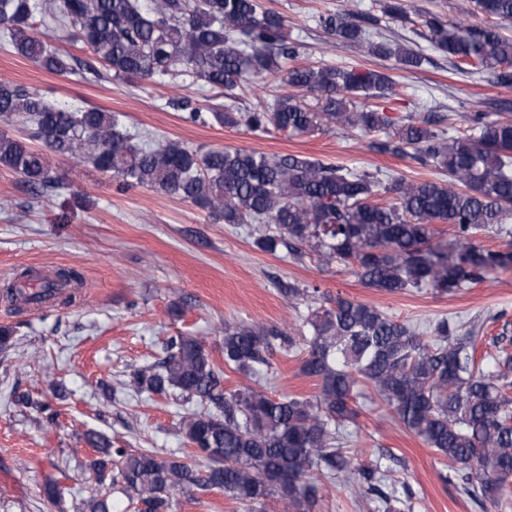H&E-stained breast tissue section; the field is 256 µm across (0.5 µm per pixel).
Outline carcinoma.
I'll return each mask as SVG.
<instances>
[{
    "mask_svg": "<svg viewBox=\"0 0 512 512\" xmlns=\"http://www.w3.org/2000/svg\"><path fill=\"white\" fill-rule=\"evenodd\" d=\"M478 23L424 15L423 36L438 49L488 73L512 89V0H475ZM388 23L407 19L409 0H380ZM380 18V19H382ZM380 19L343 11L320 17L336 39L370 55L392 58L409 71L424 57L416 50L371 40ZM63 28L116 79L184 75L231 95L249 78L276 77L291 91L316 95L309 108L291 92L253 112L214 110L228 127L270 128L303 134L336 127L381 132L374 151L410 157L448 172V180L380 177L297 155L267 156L245 149H192L177 141L139 145L117 115L98 108L72 111L36 92L0 81V167L36 192L64 187L38 141L50 152L110 173L126 188L148 187L190 201L226 224H261L255 245L300 259L308 248L324 265L349 270L368 288L396 294L432 290L454 294L512 266V252L485 249L477 233L503 230L512 219V116L468 112L464 128L448 134L431 114L392 117L376 104L393 80L380 71L297 62L300 47L282 17L259 0H0V34L13 51L57 74L74 72L70 55L51 48L39 28ZM21 126L23 136L9 128ZM450 224L454 241H435V223ZM81 284L75 269L38 279L30 293L26 273L7 295L26 304L61 296ZM290 303L304 302L311 336L299 342L259 323L224 325V366L195 336H170L159 358L123 383L133 394L177 392L195 407L180 417L187 450L167 458L150 449L116 447L98 433L85 435L94 451L86 470L120 487L133 512H171L178 498L222 492L246 512H309L322 485H355L375 512H411L410 496L383 489L377 460L350 450L348 424L356 398L371 386L400 423L451 464V478L471 497L501 508L512 497V352L477 359L481 325L442 317L423 330L376 308L318 287L284 285ZM279 346L304 352L302 373L314 379L312 399L273 397L251 385L224 389V369L253 375L269 367ZM82 512H112L106 496L82 503Z\"/></svg>",
    "mask_w": 512,
    "mask_h": 512,
    "instance_id": "cac0c4a2",
    "label": "carcinoma"
}]
</instances>
